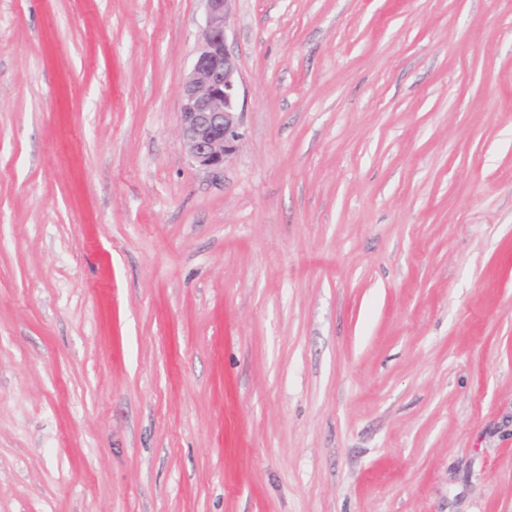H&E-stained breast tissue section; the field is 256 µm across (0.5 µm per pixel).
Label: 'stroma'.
<instances>
[{"mask_svg":"<svg viewBox=\"0 0 512 512\" xmlns=\"http://www.w3.org/2000/svg\"><path fill=\"white\" fill-rule=\"evenodd\" d=\"M0 0V512H512V0ZM205 29L192 69L182 85L183 146L201 168L219 172L241 140L240 71L227 46V21L235 0H203Z\"/></svg>","mask_w":512,"mask_h":512,"instance_id":"obj_1","label":"stroma"}]
</instances>
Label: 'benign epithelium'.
Instances as JSON below:
<instances>
[{"label":"benign epithelium","instance_id":"benign-epithelium-1","mask_svg":"<svg viewBox=\"0 0 512 512\" xmlns=\"http://www.w3.org/2000/svg\"><path fill=\"white\" fill-rule=\"evenodd\" d=\"M205 29L192 69L182 85L183 146L201 168L219 172L241 140L240 71L227 46V21L234 0H204Z\"/></svg>","mask_w":512,"mask_h":512}]
</instances>
